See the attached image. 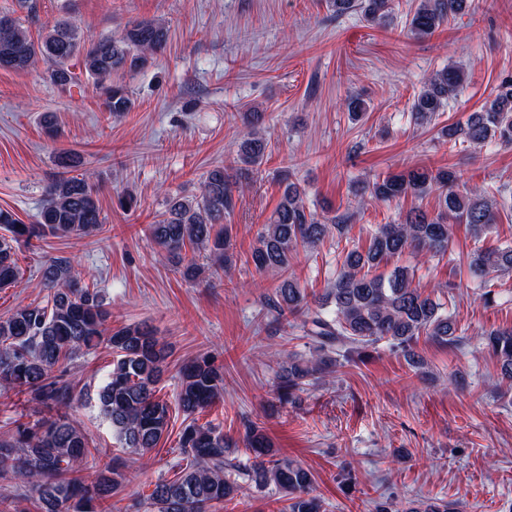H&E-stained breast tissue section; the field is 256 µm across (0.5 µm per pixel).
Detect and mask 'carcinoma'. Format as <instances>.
Here are the masks:
<instances>
[{
    "label": "carcinoma",
    "mask_w": 512,
    "mask_h": 512,
    "mask_svg": "<svg viewBox=\"0 0 512 512\" xmlns=\"http://www.w3.org/2000/svg\"><path fill=\"white\" fill-rule=\"evenodd\" d=\"M470 0H418L408 29L423 37L432 34L469 7ZM336 12L358 9L371 23L390 17L392 0H333ZM168 29L151 21L128 24L118 37L86 43L75 23L60 19L33 37L22 18L0 11V69L26 71L38 62L46 65L48 79L66 88L76 79L70 62L78 60L94 86L103 90L107 111L129 112L133 94L112 82L118 71L136 72L161 51ZM457 66L431 76L414 96L411 118L417 124L435 120L448 100L465 82ZM248 132L236 154V173L222 167L210 170L200 195L167 196L163 211L149 226V237L160 251L178 262L183 250L207 251L219 268L231 264V227L224 223L233 207L234 192L259 171L268 140L261 128L262 114L243 115ZM440 134L449 143L482 147L492 141L512 144V79L502 82L494 97L463 123L448 124ZM92 174H60L45 188L35 224L22 223L16 214L0 209V289L15 284L19 267L14 244L40 240L49 233L59 237L104 231ZM279 203L268 223L257 231L251 259L259 272H275L281 280L266 301L276 320L300 328L309 356L289 354L276 377L279 399L293 401L317 374L329 373L385 340L403 355L408 365L420 368L423 358L416 342L426 335L444 346L462 342L458 326L442 303L414 283V273L396 266L387 274L370 271L406 250L443 255L452 228L466 226L475 240L487 236L500 209L507 206L481 190H460L456 173L416 168L375 179L363 186L370 197L390 202L401 197H437L431 216L419 207L397 224H383L366 246L343 249L336 278L316 305H311L290 269L302 250L316 249L326 237L347 236L348 225L336 218L321 220L306 209L305 189L284 177ZM471 276L480 281L482 299L491 301L493 279L512 273V246H479L467 255ZM45 304L17 308L0 320V390L25 392L47 408L69 407L74 392L64 379L67 362L106 342L116 354L112 372L97 392L101 412L122 448L131 457L157 447L169 431L167 403L156 397V386L167 367V351L156 332L142 324L117 330L99 289L81 284L65 258H51L42 267ZM488 350L497 359L501 380L512 384V326L485 333ZM177 404L190 417L220 401L224 392L223 367L201 355L179 367ZM245 448L252 460L241 465L226 457L232 441L213 424H187L179 441L181 463L169 480H160L148 496L151 512H207L240 491L242 483L259 492L275 487L282 494V512H320L311 495L314 475L302 464L273 452L264 430L246 427ZM90 454L89 439L68 415L21 424L16 434L0 439V481L18 484L36 498L42 512H96L94 505L113 497L123 475L108 462L103 474L88 483L75 476L77 464ZM400 512H458L455 502L411 499Z\"/></svg>",
    "instance_id": "1"
}]
</instances>
